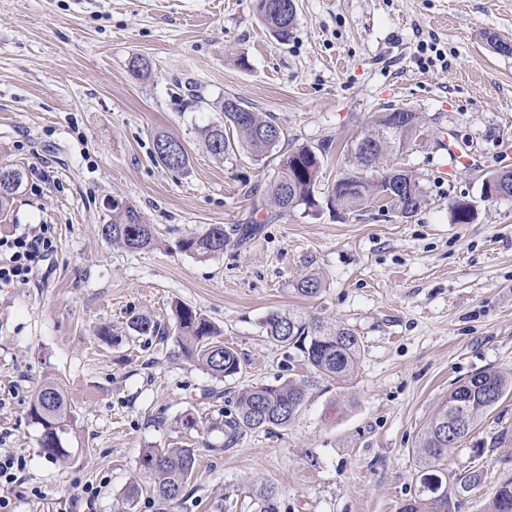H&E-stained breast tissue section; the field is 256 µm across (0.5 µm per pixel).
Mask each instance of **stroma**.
Returning a JSON list of instances; mask_svg holds the SVG:
<instances>
[{"label": "stroma", "mask_w": 512, "mask_h": 512, "mask_svg": "<svg viewBox=\"0 0 512 512\" xmlns=\"http://www.w3.org/2000/svg\"><path fill=\"white\" fill-rule=\"evenodd\" d=\"M493 36L512 43V0H299L285 44L256 0H0V165L25 173L0 237L47 224L55 245L26 284L0 288V455L27 462L24 487L0 486L14 512H73L89 485L94 512H113L144 449L177 443L196 463L173 512H256L263 482L278 512H400L418 485L416 436L449 391L482 370L512 375V198L481 195L484 177L512 169V54ZM423 43L440 60L426 63ZM137 55L150 78L131 74ZM227 98L272 116L282 150L325 148L320 209L275 216L278 154L211 155L201 129ZM393 108L420 116V134L388 159L419 181V208L325 207L357 169L350 141ZM159 133L187 148V172L157 163ZM115 199L153 226L152 247L101 237ZM459 200L475 206L470 223L452 221ZM211 224L259 231L205 261L178 249ZM308 274L321 294H290ZM178 300L241 354L235 379L130 329L141 314L171 325ZM276 309L351 328L355 373L312 374L270 341L261 321ZM49 376L76 415L62 462L41 454L27 416ZM300 378L310 386L292 425L225 447L241 388ZM504 432L512 392L448 455L449 477L483 471L455 512H487L512 477V441L493 442Z\"/></svg>", "instance_id": "35a3bbf8"}]
</instances>
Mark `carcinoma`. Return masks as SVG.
Listing matches in <instances>:
<instances>
[{"mask_svg": "<svg viewBox=\"0 0 512 512\" xmlns=\"http://www.w3.org/2000/svg\"><path fill=\"white\" fill-rule=\"evenodd\" d=\"M264 0H258L257 12L278 40L288 42L293 28L281 22L279 16L263 12ZM131 73L141 79L150 77L151 62L141 56L132 58ZM224 118L202 127L201 135L207 149L217 159H227L243 150L255 158H262L277 150L281 135L275 133V121L269 116L250 111L232 99L224 100ZM388 113L380 112L367 129L360 134L368 149H360L358 140L348 145L355 162L375 169L373 178L343 173L336 179L328 204L332 207L355 208L364 202H387L399 214L407 217L422 201L423 190L411 175L397 173L384 167L387 157L403 149L411 137L419 134V119L399 129L388 128ZM171 141L167 135L155 137L158 161L166 168L186 171L190 165L186 148L180 149V161L171 165L163 144ZM323 152L301 146L284 154L277 175L270 182L277 215H285L298 207L315 209L316 182L323 168ZM112 219L99 225L101 236L126 249L142 250L154 244L152 225L143 222L132 206L112 200ZM258 230L255 224H237L227 232L222 224H211L204 231L183 238L178 248L197 258H210L224 253L231 243L230 234L241 243ZM296 294L315 297L322 292L320 277L310 274L297 281ZM173 327L169 328L147 315H136L130 328L141 336H160L174 333L175 342L183 357L198 366L212 378L223 381L242 373L244 361L232 347L224 345L212 322L194 307L176 301L172 304ZM266 336L279 344L288 345L300 353L313 371L324 376L342 379L356 368L360 344L354 332L334 319L308 318L294 310H273L262 321ZM512 391V375L495 370H484L470 376L454 387L433 416L424 425L415 443L414 453L418 467V482L414 495L402 512H452L453 500L478 486L482 479L480 469H473L456 478L455 483L443 484L448 452L458 448L478 426L481 416L490 410L508 392ZM306 382L289 380L280 384L248 386L238 393L234 414L224 420L226 445L234 444L248 431L282 429L292 424L306 403ZM30 421L40 428V452L53 460L70 457L69 440L75 433L76 419L63 386L54 380L43 383L33 398L28 412ZM192 448H147L139 458V471L146 484L129 483L123 490L122 509L131 512L134 503L144 493L152 495L161 506V512H170L172 505L181 501L195 467ZM260 503L259 512H278L277 492L273 485L262 483L252 489ZM512 478L498 486L489 503L488 512H512Z\"/></svg>", "mask_w": 512, "mask_h": 512, "instance_id": "1", "label": "carcinoma"}]
</instances>
